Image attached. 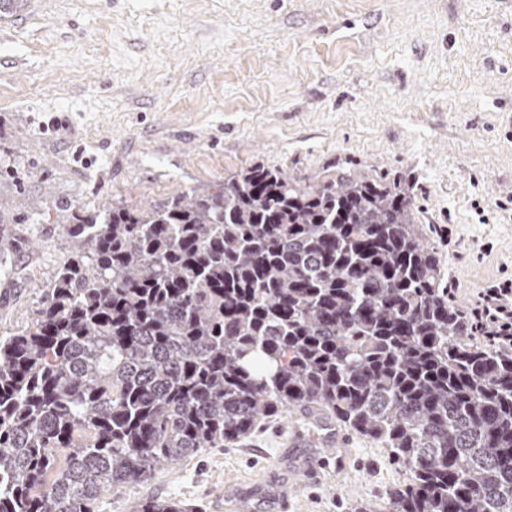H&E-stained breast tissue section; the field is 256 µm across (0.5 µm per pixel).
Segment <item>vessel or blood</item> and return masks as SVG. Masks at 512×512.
Here are the masks:
<instances>
[{
	"instance_id": "vessel-or-blood-1",
	"label": "vessel or blood",
	"mask_w": 512,
	"mask_h": 512,
	"mask_svg": "<svg viewBox=\"0 0 512 512\" xmlns=\"http://www.w3.org/2000/svg\"><path fill=\"white\" fill-rule=\"evenodd\" d=\"M303 416L323 431L324 447L306 457L289 456L290 486L294 489L320 482L324 470H327L329 465L333 464L343 469L350 463L347 434L315 410L304 411Z\"/></svg>"
}]
</instances>
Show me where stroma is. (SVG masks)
I'll list each match as a JSON object with an SVG mask.
<instances>
[{
  "mask_svg": "<svg viewBox=\"0 0 512 512\" xmlns=\"http://www.w3.org/2000/svg\"><path fill=\"white\" fill-rule=\"evenodd\" d=\"M263 163L307 185L397 181L452 304L512 280V0H26L0 16V336L27 327L72 242L68 207L219 189ZM287 410L123 490L213 512L233 485L274 512ZM291 512H375L408 473L375 441Z\"/></svg>",
  "mask_w": 512,
  "mask_h": 512,
  "instance_id": "obj_1",
  "label": "stroma"
}]
</instances>
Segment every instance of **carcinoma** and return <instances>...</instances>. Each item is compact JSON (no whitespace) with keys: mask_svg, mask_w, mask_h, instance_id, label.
Here are the masks:
<instances>
[{"mask_svg":"<svg viewBox=\"0 0 512 512\" xmlns=\"http://www.w3.org/2000/svg\"><path fill=\"white\" fill-rule=\"evenodd\" d=\"M64 221L76 250L0 336V512H94L310 406L407 468L392 512H512V354L468 337L399 184L255 164Z\"/></svg>","mask_w":512,"mask_h":512,"instance_id":"1","label":"carcinoma"}]
</instances>
